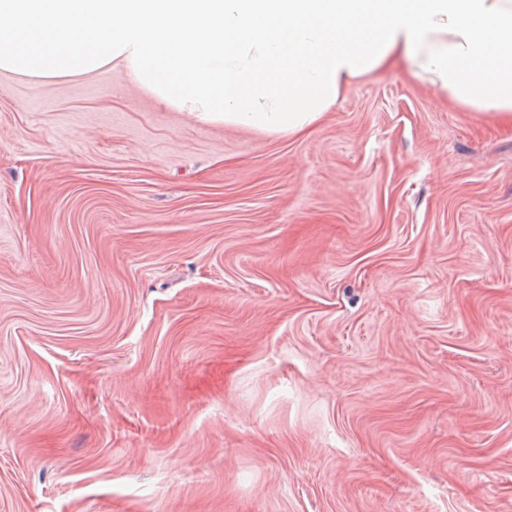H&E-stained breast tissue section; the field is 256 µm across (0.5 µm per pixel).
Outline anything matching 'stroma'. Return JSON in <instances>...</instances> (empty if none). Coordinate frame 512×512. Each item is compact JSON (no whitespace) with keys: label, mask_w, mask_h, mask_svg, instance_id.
Masks as SVG:
<instances>
[{"label":"stroma","mask_w":512,"mask_h":512,"mask_svg":"<svg viewBox=\"0 0 512 512\" xmlns=\"http://www.w3.org/2000/svg\"><path fill=\"white\" fill-rule=\"evenodd\" d=\"M0 512H512V120L0 73Z\"/></svg>","instance_id":"1"}]
</instances>
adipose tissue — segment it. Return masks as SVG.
I'll return each mask as SVG.
<instances>
[{
  "label": "adipose tissue",
  "mask_w": 512,
  "mask_h": 512,
  "mask_svg": "<svg viewBox=\"0 0 512 512\" xmlns=\"http://www.w3.org/2000/svg\"><path fill=\"white\" fill-rule=\"evenodd\" d=\"M406 63L512 119V0H0V72L53 84L117 67L202 123L309 131L352 83Z\"/></svg>",
  "instance_id": "obj_1"
}]
</instances>
